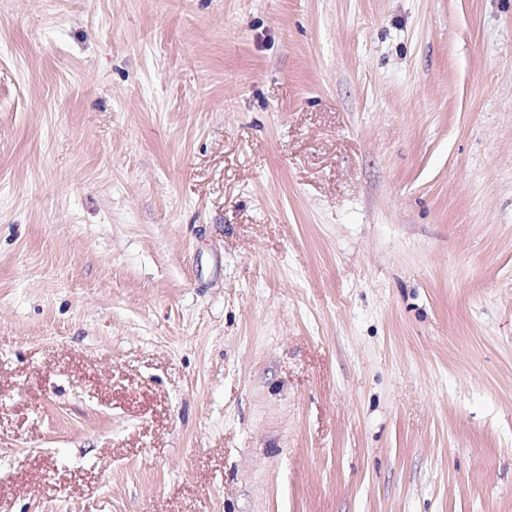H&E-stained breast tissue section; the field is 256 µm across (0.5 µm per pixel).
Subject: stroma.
<instances>
[{"label": "stroma", "mask_w": 512, "mask_h": 512, "mask_svg": "<svg viewBox=\"0 0 512 512\" xmlns=\"http://www.w3.org/2000/svg\"><path fill=\"white\" fill-rule=\"evenodd\" d=\"M0 512H512V0H0Z\"/></svg>", "instance_id": "stroma-1"}]
</instances>
